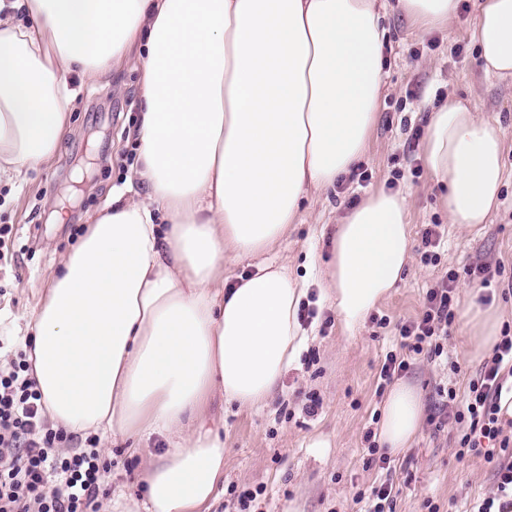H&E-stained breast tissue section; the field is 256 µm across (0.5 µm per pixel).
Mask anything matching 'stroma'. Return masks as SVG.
<instances>
[{"mask_svg": "<svg viewBox=\"0 0 512 512\" xmlns=\"http://www.w3.org/2000/svg\"><path fill=\"white\" fill-rule=\"evenodd\" d=\"M477 0H460L449 25L417 31L401 13L386 21L389 40L384 53V87L361 168L372 174L368 187L342 175L336 186L313 190L302 200L295 224L265 256L289 275L305 278V303L330 315V326L318 318L306 325L308 342L288 367L260 409H241L211 393L199 420L224 437V480L210 512H236L237 495L263 488L258 512H350L354 493L393 479L398 495L395 512H467L469 503L493 488V466L481 457L457 459L456 426L432 423L439 389L464 391L481 360L471 358L461 322H454L446 355L434 362L417 361L405 374L424 403V419L412 446L392 457L390 470L365 467L363 436L373 425L382 401L375 395L387 352L398 349V327L421 311L428 288L448 270L460 271L459 309L488 299L512 333V79L485 77L473 37ZM137 61L85 83L71 114V126L54 163L29 171L16 184L0 183V226L11 227L9 250L0 260V334L24 341L30 314L43 298L63 256L78 244L91 215L116 191H141L132 164L136 142L132 129L138 116ZM469 101L489 120L505 128L503 165L507 178L500 205L483 231L469 233L450 224L438 203L439 189L429 171L413 174L422 159L415 130L425 129L434 108L449 97ZM401 178H394V171ZM396 181L405 195L414 252L398 288L374 309L387 325L365 322L346 335L325 297L323 271L330 257L329 227L341 223L351 198H366ZM440 225L443 244L438 260L426 265L419 246L423 230ZM488 267L489 286L466 276V268ZM320 402L317 416H307L308 397ZM142 453L126 454L127 440L118 437L103 454L109 473L98 502L109 507L123 495L140 498L141 472L161 445L159 437L140 439Z\"/></svg>", "mask_w": 512, "mask_h": 512, "instance_id": "35a3bbf8", "label": "stroma"}]
</instances>
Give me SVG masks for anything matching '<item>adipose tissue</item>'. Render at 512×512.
Instances as JSON below:
<instances>
[{"instance_id":"1","label":"adipose tissue","mask_w":512,"mask_h":512,"mask_svg":"<svg viewBox=\"0 0 512 512\" xmlns=\"http://www.w3.org/2000/svg\"><path fill=\"white\" fill-rule=\"evenodd\" d=\"M421 30L447 25L457 0H397ZM386 0H0V180L53 164L92 81L138 61L135 173L90 219L31 316L27 351L54 427L101 438L158 435L169 446L143 499L112 512H208L224 440L184 429L210 392L262 405L305 343V283L263 254L309 189L364 156L383 88ZM484 73L512 78V0H479ZM504 129L449 97L423 144L450 223L480 233L505 180ZM326 288L346 333L403 279L412 241L404 195L376 192L332 235ZM255 258L224 285L226 253ZM471 353L499 339L495 307L467 313ZM418 389L388 391L378 436L411 447Z\"/></svg>"}]
</instances>
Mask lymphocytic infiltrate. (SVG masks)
Instances as JSON below:
<instances>
[{
	"mask_svg": "<svg viewBox=\"0 0 512 512\" xmlns=\"http://www.w3.org/2000/svg\"><path fill=\"white\" fill-rule=\"evenodd\" d=\"M458 279L456 271L446 272L428 289L421 315L401 325L400 349L386 354L377 394L418 357L443 355ZM511 382L512 336L505 335L470 378L463 408L446 413L460 427L457 457L481 456L495 464V492L474 500L470 512H512V436L504 435L501 414L502 393ZM66 438L43 415L26 354L17 352L0 365V512H98L107 472L99 439L87 436L86 447L63 453L57 445Z\"/></svg>",
	"mask_w": 512,
	"mask_h": 512,
	"instance_id": "lymphocytic-infiltrate-1",
	"label": "lymphocytic infiltrate"
}]
</instances>
